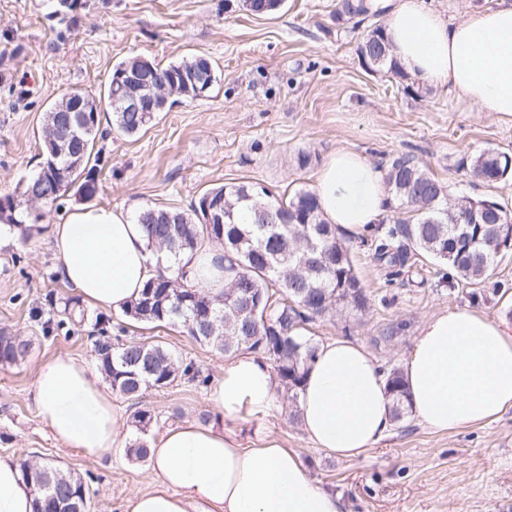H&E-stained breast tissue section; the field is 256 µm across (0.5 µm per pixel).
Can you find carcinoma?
Returning a JSON list of instances; mask_svg holds the SVG:
<instances>
[{
    "label": "carcinoma",
    "instance_id": "1",
    "mask_svg": "<svg viewBox=\"0 0 512 512\" xmlns=\"http://www.w3.org/2000/svg\"><path fill=\"white\" fill-rule=\"evenodd\" d=\"M378 16L380 12L371 11L369 0H340L333 18L338 24L365 27L356 52L370 71L402 78L404 72L390 54ZM145 65L150 66V78L171 85L175 97L196 98L198 91L192 79L208 70L211 62L194 57L163 66L135 56L116 63L112 72ZM112 84L113 80H108L96 97L67 92L46 109L43 151H48L52 135L64 140L67 148L57 155L56 167L45 173V187L52 191V197L43 204L53 203L74 187L86 200L98 192L99 169L95 162L99 155L93 151L97 137L104 135L98 114L112 113L113 132L124 136L139 134L155 119V111L145 115L119 110L114 105ZM496 155L498 152L486 150L475 157L469 165V176L493 183L502 169L511 177L509 153L501 156L498 165L494 163ZM386 180L397 208L407 210L408 217L387 228L380 225L362 240L374 259L398 274L415 264V256L425 255L446 264L453 271L452 281L458 284H485L498 255L485 242L488 219L474 210L476 199L459 196L455 206L448 207L446 187L404 154L390 161ZM29 188L27 184L18 196L7 197V205L0 208V222L16 228L24 241L30 225L44 217L29 211L24 198ZM209 196L223 203L224 223H205L203 203ZM269 209L279 210L285 223H259V215ZM136 219L144 225L148 247L164 248L174 260L206 242L224 249V272L233 276L224 293L213 297L203 286L187 283L183 269L173 264L167 273L145 285L140 298L123 312L126 320L180 328L196 342L226 354L249 351L266 355L278 387L294 407L317 348L313 337L307 335L308 325L338 305L360 312L370 305L352 263L351 242L324 220L312 191L301 189L288 199H276L265 188L225 184L207 190L187 211L148 206L137 213ZM464 237L471 241L466 253L457 248ZM248 298L261 301L256 319L244 306ZM90 320L92 356L113 392L137 399L148 390H163L182 380L199 386L208 384L210 376L193 361L178 358L166 345L127 338L120 326L117 334L110 336L102 326L103 316L92 318L80 311L79 322ZM31 351V340L0 333L1 364L24 363ZM387 383L393 397V418L399 420L406 411V390L400 373L389 372ZM154 420L147 409L135 412L140 438L127 449L130 458L147 459L144 436ZM20 469L33 486L34 512H91L84 477L52 463L36 462L30 467L24 461Z\"/></svg>",
    "mask_w": 512,
    "mask_h": 512
}]
</instances>
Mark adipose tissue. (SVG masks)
Segmentation results:
<instances>
[{
  "mask_svg": "<svg viewBox=\"0 0 512 512\" xmlns=\"http://www.w3.org/2000/svg\"><path fill=\"white\" fill-rule=\"evenodd\" d=\"M393 57L410 75L480 112L512 115V0L443 18L425 0H378ZM323 218L362 237L386 213L383 169L339 147L314 187ZM61 279L89 304L120 313L169 264L150 249L142 224L121 209L79 208L50 227ZM188 282L224 292V252L209 245L185 254ZM401 376L417 421L435 432L489 422L512 409V325L464 306L434 313L416 329ZM30 396L39 420L65 448L108 464L124 416L103 377L75 357L37 369ZM216 411L267 413L276 402L268 363L251 353L225 361L208 390ZM302 430L340 458L366 454L393 425L387 377L362 345L319 344L298 398ZM153 487L131 493L123 512H343L341 497L311 478L299 454L271 434L251 448L235 431L186 421L149 449ZM34 492L16 457L0 454V512H33Z\"/></svg>",
  "mask_w": 512,
  "mask_h": 512,
  "instance_id": "ef3b65f1",
  "label": "adipose tissue"
}]
</instances>
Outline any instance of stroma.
<instances>
[{
  "label": "stroma",
  "instance_id": "obj_1",
  "mask_svg": "<svg viewBox=\"0 0 512 512\" xmlns=\"http://www.w3.org/2000/svg\"><path fill=\"white\" fill-rule=\"evenodd\" d=\"M337 2L284 0L280 9L256 15L245 0H76L62 13L58 0H0V198L36 173L43 113L62 93L98 94L113 66L131 56L163 64L201 56L213 64L217 82L204 97L167 106L145 132L110 133L112 117L101 114L109 135L101 142L100 188L91 206L186 210L207 189L239 183L291 195L313 189L329 153L348 147L383 167L409 155L445 184L449 197L491 199L512 210V180L477 182L463 169L488 149L512 154V115L475 111L432 87L420 97L368 71L356 53L363 32L336 25ZM81 205L70 191L45 206L25 243L0 223V330L34 342L25 363H0V454L52 458L91 474L92 512H122L131 492L153 486L148 462L126 452L138 436L132 418L143 407L157 418L154 439L187 420L231 428L245 446L256 431L272 433L300 455L313 479L340 494L343 512H512V409L487 425L447 433L428 430L408 413L367 454L347 460L308 442L286 398L266 415L244 412L232 420L213 409L207 387L185 381L137 400L115 396L126 423L111 464L62 448L40 422L29 390L37 368L56 356L94 362L88 326L44 335L46 319H61L66 302L77 298L57 271L49 227ZM352 259L370 307H340L317 319L316 342L344 338L397 369L414 346L416 327L436 312L471 304L512 323V258L494 265L474 301L467 289L449 287L446 267L430 258L393 277L366 247L354 246ZM142 333L159 336L218 378L224 353L170 326Z\"/></svg>",
  "mask_w": 512,
  "mask_h": 512
}]
</instances>
